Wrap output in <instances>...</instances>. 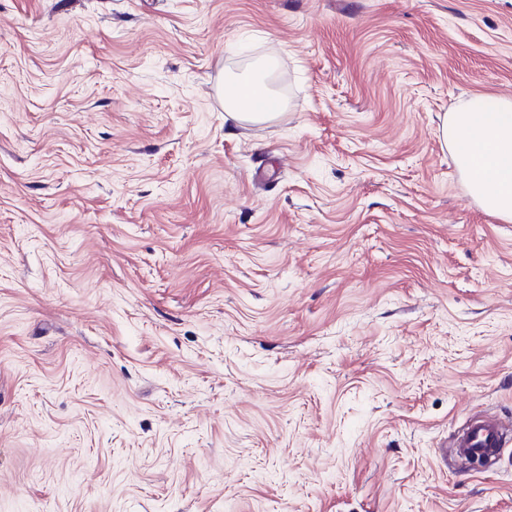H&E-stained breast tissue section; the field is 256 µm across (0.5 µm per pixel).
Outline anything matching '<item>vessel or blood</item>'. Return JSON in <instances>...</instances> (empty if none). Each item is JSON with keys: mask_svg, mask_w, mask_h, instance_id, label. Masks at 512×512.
I'll return each instance as SVG.
<instances>
[{"mask_svg": "<svg viewBox=\"0 0 512 512\" xmlns=\"http://www.w3.org/2000/svg\"><path fill=\"white\" fill-rule=\"evenodd\" d=\"M511 445V422L487 414H477L458 432L452 448L459 461H476L489 468L500 461L504 448Z\"/></svg>", "mask_w": 512, "mask_h": 512, "instance_id": "vessel-or-blood-1", "label": "vessel or blood"}]
</instances>
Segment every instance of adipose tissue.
Segmentation results:
<instances>
[{
    "label": "adipose tissue",
    "instance_id": "adipose-tissue-1",
    "mask_svg": "<svg viewBox=\"0 0 512 512\" xmlns=\"http://www.w3.org/2000/svg\"><path fill=\"white\" fill-rule=\"evenodd\" d=\"M224 110L241 123L279 117L278 108H252L254 99L274 100L263 66L251 77L227 76L222 87ZM439 134L450 145L456 168L470 195L496 218L512 222V98L474 95L441 117Z\"/></svg>",
    "mask_w": 512,
    "mask_h": 512
}]
</instances>
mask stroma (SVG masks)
I'll return each instance as SVG.
<instances>
[{
	"label": "stroma",
	"instance_id": "1",
	"mask_svg": "<svg viewBox=\"0 0 512 512\" xmlns=\"http://www.w3.org/2000/svg\"><path fill=\"white\" fill-rule=\"evenodd\" d=\"M475 94L512 0H0V512H512L441 453L512 417ZM266 78V70L261 65L254 68L251 78L239 80L234 75H228L225 78L221 91L225 98L224 111L229 118L241 123H262L275 120L280 116L282 103L275 96ZM254 99L256 100L253 106L257 109L250 106Z\"/></svg>",
	"mask_w": 512,
	"mask_h": 512
}]
</instances>
